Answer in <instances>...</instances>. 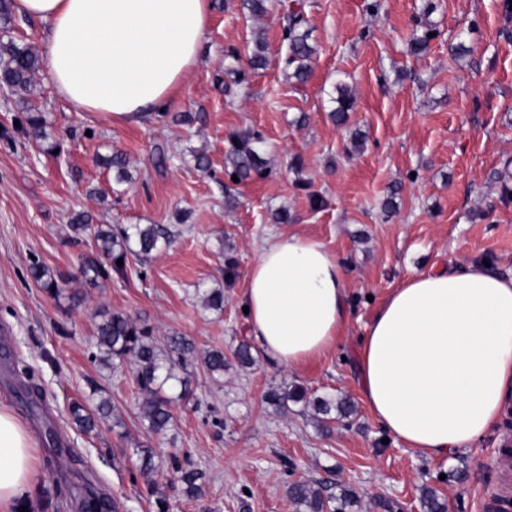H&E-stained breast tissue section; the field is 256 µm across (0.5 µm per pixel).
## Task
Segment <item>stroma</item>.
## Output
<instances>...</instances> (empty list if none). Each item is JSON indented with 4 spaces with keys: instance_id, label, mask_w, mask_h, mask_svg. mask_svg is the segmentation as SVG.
Returning a JSON list of instances; mask_svg holds the SVG:
<instances>
[{
    "instance_id": "stroma-1",
    "label": "stroma",
    "mask_w": 512,
    "mask_h": 512,
    "mask_svg": "<svg viewBox=\"0 0 512 512\" xmlns=\"http://www.w3.org/2000/svg\"><path fill=\"white\" fill-rule=\"evenodd\" d=\"M293 0H267L256 17L242 0H212L200 60L152 119L133 124L74 111L39 74L30 108L50 141L14 134L19 108L0 97V400L34 431L38 497L32 512H84L88 495L118 512H299L287 487L306 480L352 493V512H426L423 488L445 512H512V470L496 455L512 444V403L497 427L449 458H428L387 439L363 394L355 358L366 325L408 275L483 263L512 277V9L506 0H302L315 53L306 83L282 59ZM432 29L426 53L413 35ZM268 64L250 69L257 38ZM246 71L247 84L227 74ZM355 98L346 124L330 111L336 83ZM263 140L261 174L236 182L224 171L236 132ZM126 154L130 182L98 164ZM205 150L208 170L193 154ZM96 224H167L174 243L130 258L125 276L96 286L80 277L90 244L68 238L72 214ZM289 233L312 235L344 260L350 320L324 357L300 369L260 356L241 367L234 351L252 341L246 276L258 248ZM72 279L78 301L54 298L26 277L32 259ZM224 291L223 310L200 290ZM73 293V294H74ZM109 308L176 333L198 350L224 351V375L193 367L163 436L142 426L130 365L93 364L97 311ZM95 380L121 427L85 434L71 402ZM302 386L349 399L354 412L322 431L312 407L276 411L273 386ZM214 407L224 419L206 418ZM156 448L151 479L133 450ZM205 472L202 498L180 491L171 452Z\"/></svg>"
}]
</instances>
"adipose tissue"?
I'll return each instance as SVG.
<instances>
[{
  "instance_id": "obj_1",
  "label": "adipose tissue",
  "mask_w": 512,
  "mask_h": 512,
  "mask_svg": "<svg viewBox=\"0 0 512 512\" xmlns=\"http://www.w3.org/2000/svg\"><path fill=\"white\" fill-rule=\"evenodd\" d=\"M211 0H14L48 25L43 70L78 112L137 123L198 65ZM244 303L252 336L279 364L327 354L349 320L347 270L318 238L259 250ZM357 367L381 427L426 456L471 447L512 399V278L483 266L409 276L367 325ZM35 436L0 401V512L29 505Z\"/></svg>"
}]
</instances>
